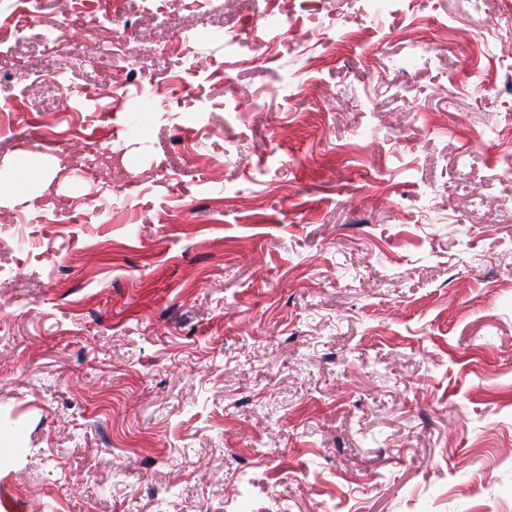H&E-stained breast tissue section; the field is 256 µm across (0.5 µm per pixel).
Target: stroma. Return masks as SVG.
Segmentation results:
<instances>
[{"instance_id":"obj_1","label":"stroma","mask_w":512,"mask_h":512,"mask_svg":"<svg viewBox=\"0 0 512 512\" xmlns=\"http://www.w3.org/2000/svg\"><path fill=\"white\" fill-rule=\"evenodd\" d=\"M136 17L128 48L166 79L170 33ZM49 27L82 38L48 9L0 42V69L89 94L69 117L17 93L0 135V168L32 146L64 165L31 208L0 206L37 218L0 259V512H512V0H399L332 51L291 15L280 40L309 53L232 69L261 115L220 109V55L196 80L215 110L141 112ZM417 43L430 68L402 70ZM403 79L425 89L409 110ZM83 155L109 165L80 183ZM118 181L109 223L66 221Z\"/></svg>"}]
</instances>
